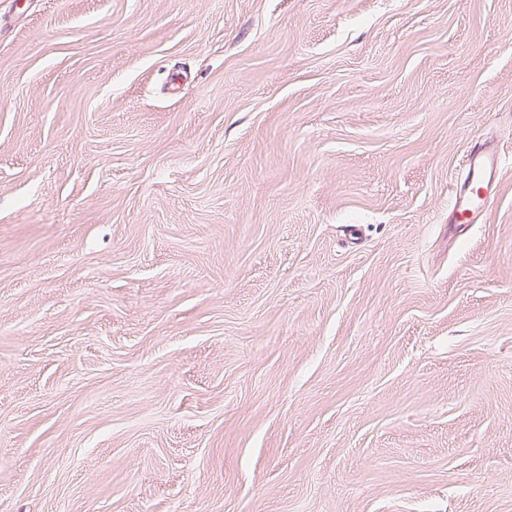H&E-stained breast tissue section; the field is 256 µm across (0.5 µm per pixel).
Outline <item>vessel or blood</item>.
<instances>
[{"mask_svg":"<svg viewBox=\"0 0 512 512\" xmlns=\"http://www.w3.org/2000/svg\"><path fill=\"white\" fill-rule=\"evenodd\" d=\"M468 165V179L451 193L450 216L456 224L484 221L496 199L495 183L502 160L496 151L482 145L470 151Z\"/></svg>","mask_w":512,"mask_h":512,"instance_id":"vessel-or-blood-1","label":"vessel or blood"}]
</instances>
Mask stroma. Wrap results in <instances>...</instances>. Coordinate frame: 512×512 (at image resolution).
<instances>
[{
  "label": "stroma",
  "instance_id": "35a3bbf8",
  "mask_svg": "<svg viewBox=\"0 0 512 512\" xmlns=\"http://www.w3.org/2000/svg\"><path fill=\"white\" fill-rule=\"evenodd\" d=\"M0 512H512V0H0ZM469 177L451 193L450 216L453 224H481L496 199L498 173L502 160L496 151L475 146L468 156Z\"/></svg>",
  "mask_w": 512,
  "mask_h": 512
}]
</instances>
